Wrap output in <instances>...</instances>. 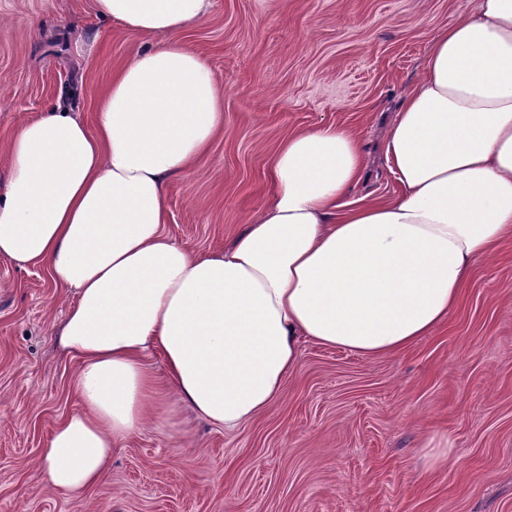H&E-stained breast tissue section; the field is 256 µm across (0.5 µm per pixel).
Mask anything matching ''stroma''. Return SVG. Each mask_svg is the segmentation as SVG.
Listing matches in <instances>:
<instances>
[{"mask_svg":"<svg viewBox=\"0 0 512 512\" xmlns=\"http://www.w3.org/2000/svg\"><path fill=\"white\" fill-rule=\"evenodd\" d=\"M475 0H210L183 39L216 74L224 130L168 186L169 230L188 251L231 245L269 202L288 132H357L368 175L351 200L394 195L388 121L420 79L433 36ZM144 39L93 0H0V184L17 128L75 88L94 122L104 77ZM68 299L41 268L0 259V512H512V243L478 263L461 304L396 355L304 344L264 414L227 433L188 418L122 442L106 477L71 498L42 466L79 409L74 360L54 331ZM444 432L455 463L429 472Z\"/></svg>","mask_w":512,"mask_h":512,"instance_id":"1","label":"stroma"}]
</instances>
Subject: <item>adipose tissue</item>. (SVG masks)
Instances as JSON below:
<instances>
[{"label": "adipose tissue", "instance_id": "ef3b65f1", "mask_svg": "<svg viewBox=\"0 0 512 512\" xmlns=\"http://www.w3.org/2000/svg\"><path fill=\"white\" fill-rule=\"evenodd\" d=\"M93 2L146 45L109 74L94 125L62 99L21 125L0 187V258L74 294L55 336L78 364L81 408L42 458L65 495L148 425L188 411L233 432L263 414L301 344L410 348L512 241V0H476L434 37L387 130L394 195L349 201L367 170L350 130L293 132L272 154L268 205L204 255L169 234L166 189L224 126L218 79L181 38L208 0Z\"/></svg>", "mask_w": 512, "mask_h": 512}]
</instances>
